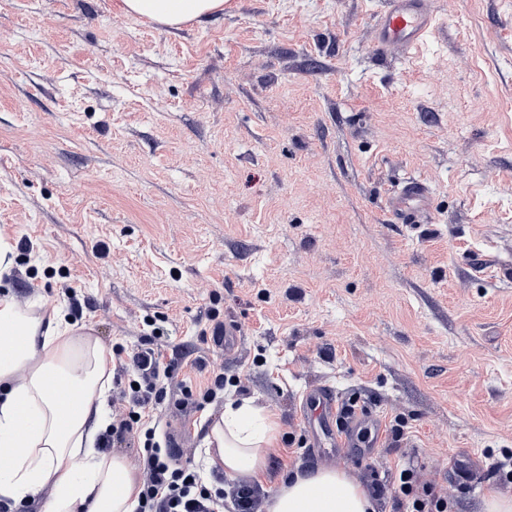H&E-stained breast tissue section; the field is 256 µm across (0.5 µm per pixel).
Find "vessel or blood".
I'll list each match as a JSON object with an SVG mask.
<instances>
[{
    "instance_id": "vessel-or-blood-1",
    "label": "vessel or blood",
    "mask_w": 512,
    "mask_h": 512,
    "mask_svg": "<svg viewBox=\"0 0 512 512\" xmlns=\"http://www.w3.org/2000/svg\"><path fill=\"white\" fill-rule=\"evenodd\" d=\"M434 19L429 0H385L375 44L383 51L409 52L432 31ZM385 208L403 221L414 222L428 208V192L422 183H409L386 195ZM302 408L308 419L317 422L330 445L339 448L356 447L361 431H382L383 424L376 413L344 409L335 393L326 388L307 391Z\"/></svg>"
}]
</instances>
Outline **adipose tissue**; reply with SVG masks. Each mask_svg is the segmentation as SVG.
Instances as JSON below:
<instances>
[{"instance_id": "ef3b65f1", "label": "adipose tissue", "mask_w": 512, "mask_h": 512, "mask_svg": "<svg viewBox=\"0 0 512 512\" xmlns=\"http://www.w3.org/2000/svg\"><path fill=\"white\" fill-rule=\"evenodd\" d=\"M128 15L177 27L224 10V0H122ZM112 355L92 327L42 302L0 293V497H41L40 512H136L140 470L98 447L110 423ZM278 416L229 397L209 425L208 464L260 481L280 440ZM265 512H378L369 487L344 468L280 476Z\"/></svg>"}]
</instances>
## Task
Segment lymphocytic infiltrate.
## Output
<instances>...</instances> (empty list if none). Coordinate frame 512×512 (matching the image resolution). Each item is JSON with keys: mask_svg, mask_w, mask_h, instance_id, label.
Returning a JSON list of instances; mask_svg holds the SVG:
<instances>
[{"mask_svg": "<svg viewBox=\"0 0 512 512\" xmlns=\"http://www.w3.org/2000/svg\"><path fill=\"white\" fill-rule=\"evenodd\" d=\"M169 374L154 348L144 346L119 364L114 376L130 410L125 419L106 428L100 446L110 449L125 433L140 431L143 490L137 512H250L248 488L238 489L233 500H226L222 486L206 483L196 468L177 463L169 441L158 437L156 427L145 425L147 408L161 404L167 396L164 380Z\"/></svg>", "mask_w": 512, "mask_h": 512, "instance_id": "obj_1", "label": "lymphocytic infiltrate"}]
</instances>
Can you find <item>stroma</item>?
<instances>
[{
	"mask_svg": "<svg viewBox=\"0 0 512 512\" xmlns=\"http://www.w3.org/2000/svg\"><path fill=\"white\" fill-rule=\"evenodd\" d=\"M382 3L224 0L172 28L121 0H0V234L31 242L19 297L108 349L163 331L162 429L205 480L210 417L256 396L273 474L410 466L479 512L512 495V0H435L388 56ZM414 180L431 207L403 224L384 199ZM219 373L222 397L176 404ZM323 386L380 413L375 447L314 449Z\"/></svg>",
	"mask_w": 512,
	"mask_h": 512,
	"instance_id": "35a3bbf8",
	"label": "stroma"
}]
</instances>
